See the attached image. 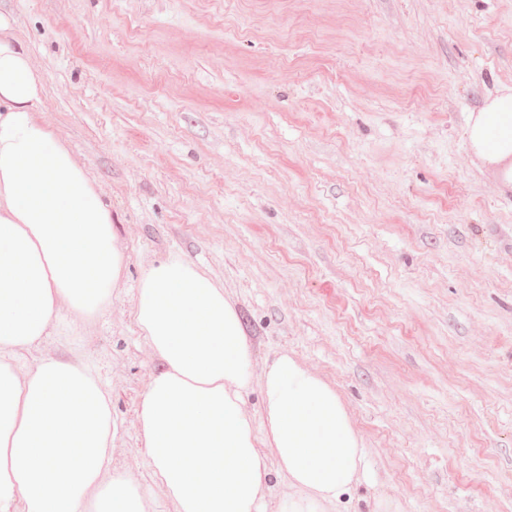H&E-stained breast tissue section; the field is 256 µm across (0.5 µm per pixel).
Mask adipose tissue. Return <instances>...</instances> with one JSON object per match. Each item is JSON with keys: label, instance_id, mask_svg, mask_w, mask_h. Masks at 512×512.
Listing matches in <instances>:
<instances>
[{"label": "adipose tissue", "instance_id": "1", "mask_svg": "<svg viewBox=\"0 0 512 512\" xmlns=\"http://www.w3.org/2000/svg\"><path fill=\"white\" fill-rule=\"evenodd\" d=\"M44 87L0 17V512L17 501L22 512H146L143 491L110 467L112 394L94 367L17 363L61 314L102 316L127 265L98 185L39 117ZM466 136L512 182V93L472 114ZM137 288L136 323L160 363L137 429L174 512H264L275 474L292 490L282 512L338 506L363 451L335 389L287 354L255 378L223 287L183 258L150 265ZM256 383L259 425L243 408Z\"/></svg>", "mask_w": 512, "mask_h": 512}]
</instances>
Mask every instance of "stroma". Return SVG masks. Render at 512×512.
Masks as SVG:
<instances>
[{
	"label": "stroma",
	"instance_id": "obj_1",
	"mask_svg": "<svg viewBox=\"0 0 512 512\" xmlns=\"http://www.w3.org/2000/svg\"><path fill=\"white\" fill-rule=\"evenodd\" d=\"M42 121L99 185L127 269L18 357L93 362L112 467L173 512L136 432L159 363L144 268L176 254L289 354L365 451L341 512H512V183L468 146L512 92V0H0Z\"/></svg>",
	"mask_w": 512,
	"mask_h": 512
}]
</instances>
